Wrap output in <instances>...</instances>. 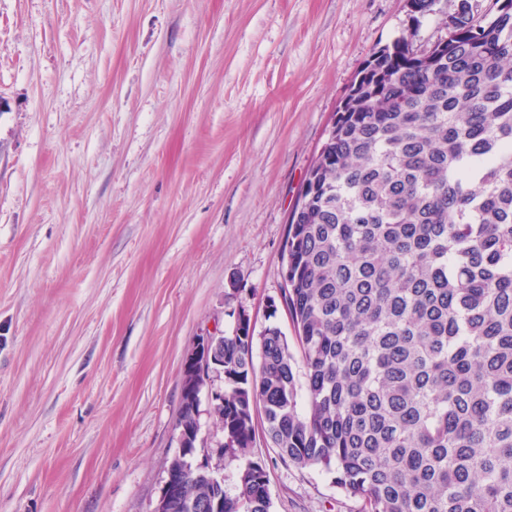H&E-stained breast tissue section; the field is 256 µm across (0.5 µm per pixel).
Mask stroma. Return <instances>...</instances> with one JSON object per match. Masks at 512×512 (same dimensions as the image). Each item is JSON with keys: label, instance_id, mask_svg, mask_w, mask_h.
I'll use <instances>...</instances> for the list:
<instances>
[{"label": "stroma", "instance_id": "stroma-1", "mask_svg": "<svg viewBox=\"0 0 512 512\" xmlns=\"http://www.w3.org/2000/svg\"><path fill=\"white\" fill-rule=\"evenodd\" d=\"M405 0H0V512H153L199 337L294 332L288 213ZM272 512H357L283 463Z\"/></svg>", "mask_w": 512, "mask_h": 512}]
</instances>
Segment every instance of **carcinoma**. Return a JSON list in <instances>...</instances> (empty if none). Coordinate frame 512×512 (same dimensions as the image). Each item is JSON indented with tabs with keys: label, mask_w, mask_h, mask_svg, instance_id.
<instances>
[{
	"label": "carcinoma",
	"mask_w": 512,
	"mask_h": 512,
	"mask_svg": "<svg viewBox=\"0 0 512 512\" xmlns=\"http://www.w3.org/2000/svg\"><path fill=\"white\" fill-rule=\"evenodd\" d=\"M453 20L444 47L403 35L351 85L288 224L299 354L241 314L213 409L239 493L178 457L170 512H271L256 410L279 458L358 512H512V0H457Z\"/></svg>",
	"instance_id": "carcinoma-1"
}]
</instances>
